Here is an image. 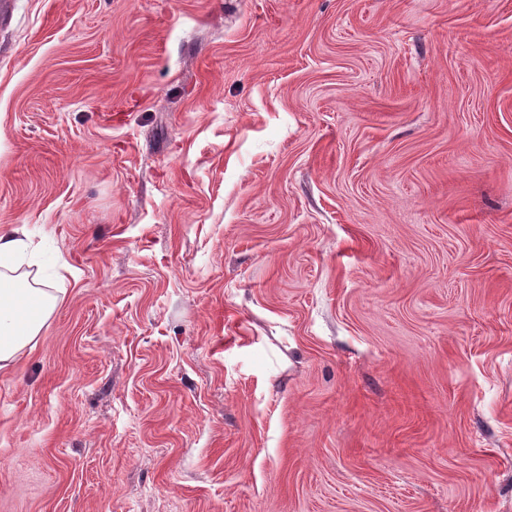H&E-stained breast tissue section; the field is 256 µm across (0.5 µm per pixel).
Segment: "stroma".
<instances>
[{
    "instance_id": "35a3bbf8",
    "label": "stroma",
    "mask_w": 512,
    "mask_h": 512,
    "mask_svg": "<svg viewBox=\"0 0 512 512\" xmlns=\"http://www.w3.org/2000/svg\"><path fill=\"white\" fill-rule=\"evenodd\" d=\"M21 224L0 512H512V0H15ZM25 228L0 233V370L8 368L27 346L35 344L57 306L55 289L39 288L19 269L28 247Z\"/></svg>"
}]
</instances>
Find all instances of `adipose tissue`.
<instances>
[{"mask_svg":"<svg viewBox=\"0 0 512 512\" xmlns=\"http://www.w3.org/2000/svg\"><path fill=\"white\" fill-rule=\"evenodd\" d=\"M26 237L21 227L0 233V370L36 343L57 306L53 289L38 287L18 271L26 256Z\"/></svg>","mask_w":512,"mask_h":512,"instance_id":"adipose-tissue-1","label":"adipose tissue"}]
</instances>
